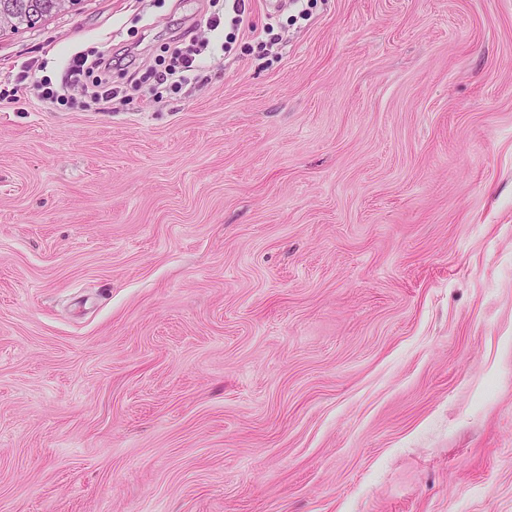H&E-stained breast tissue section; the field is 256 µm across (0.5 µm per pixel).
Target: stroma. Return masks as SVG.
Wrapping results in <instances>:
<instances>
[{"instance_id":"1","label":"stroma","mask_w":512,"mask_h":512,"mask_svg":"<svg viewBox=\"0 0 512 512\" xmlns=\"http://www.w3.org/2000/svg\"><path fill=\"white\" fill-rule=\"evenodd\" d=\"M304 6L0 103V512H512V0ZM207 8L81 0L0 88ZM201 25H196L182 32L171 44L165 47L169 60L163 58V69L152 68L154 84L150 91L155 96H162L163 90H179L200 77L204 68V59L210 48V38L198 33ZM45 60L24 61L15 75L14 91L30 92L43 102L70 104L76 107H94L97 112L111 110L112 101L124 99L141 90L140 78L132 77L124 85L112 84V58L99 52L74 54L64 69L59 84L54 85L47 76H37L47 68Z\"/></svg>"}]
</instances>
